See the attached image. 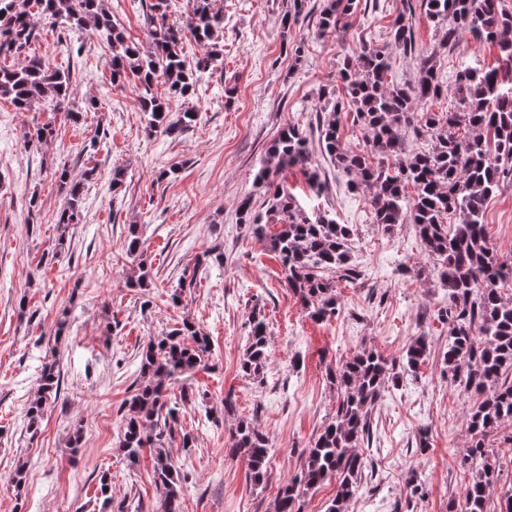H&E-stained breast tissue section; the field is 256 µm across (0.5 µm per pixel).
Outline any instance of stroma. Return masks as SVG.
<instances>
[{
	"label": "stroma",
	"mask_w": 512,
	"mask_h": 512,
	"mask_svg": "<svg viewBox=\"0 0 512 512\" xmlns=\"http://www.w3.org/2000/svg\"><path fill=\"white\" fill-rule=\"evenodd\" d=\"M127 42L152 47L139 0H105ZM323 0H305L297 21L283 26L293 0H211L224 15V66L203 74L191 96L172 111L195 110V125L179 136L146 131L136 77L110 81L112 51L91 31H73L69 42L40 27L30 47L54 68L70 69L78 121L46 102L21 111L0 100V512H123L140 503L158 512L153 461L129 462L119 448L117 412L139 374L140 347L182 320L211 340L205 369L172 382V392L192 391L182 423L192 447L172 439L168 450L189 482L181 512H273L276 493L295 474L300 455L336 411L338 391L327 369L368 347L401 364L419 335L429 355L416 373L388 380L370 415L371 434L358 447L365 469L348 512H462L470 476L460 466L468 443L467 414L474 393L454 382L443 353L449 325L437 311L445 304L433 265L422 252L413 224L383 232L372 222L371 191L348 192L345 175L323 157L317 125L322 93L341 89L338 69L363 45L385 48L394 83H414L416 55L391 40L405 0H356L336 29H319ZM416 42L440 75L465 67L497 65V47L473 40L443 50L440 24L423 10L410 16ZM80 54H72L71 45ZM300 52H292V45ZM54 123V142L28 148L33 126ZM295 124L310 140L322 194H312L297 167L281 168L302 212L330 213L356 230L352 260L360 280L336 279L339 313L313 322L286 288L269 238L238 221L237 206L264 196L254 176L283 127ZM106 146L91 147L98 131ZM67 167L83 182L80 223L57 228L63 204L56 171ZM124 171L120 189L110 187L114 168ZM37 213H29L30 197ZM484 222L502 256H512V184L488 203ZM137 227L150 272L145 291L126 281L135 272L127 255L130 227ZM196 270L194 287L179 304L170 295L184 272ZM264 318L269 359L259 376L240 369L250 320ZM66 319L64 336L56 323ZM57 360L61 386L37 431L26 410L38 389L43 362ZM234 407L225 410V398ZM251 421L270 443L262 485L246 480L247 464L229 455L231 433ZM81 432L71 450L69 438ZM25 480L15 485L18 465ZM112 474V501L96 498V478ZM423 479L417 495L405 488L408 472Z\"/></svg>",
	"instance_id": "35a3bbf8"
}]
</instances>
